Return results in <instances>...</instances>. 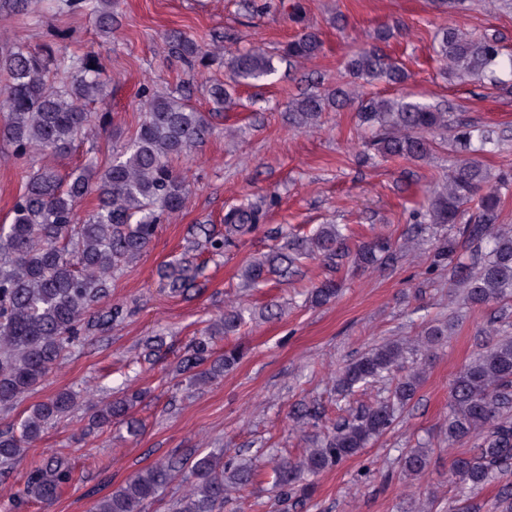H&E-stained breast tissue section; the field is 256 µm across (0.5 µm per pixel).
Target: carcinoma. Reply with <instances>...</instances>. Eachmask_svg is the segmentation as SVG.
I'll return each instance as SVG.
<instances>
[{
	"mask_svg": "<svg viewBox=\"0 0 512 512\" xmlns=\"http://www.w3.org/2000/svg\"><path fill=\"white\" fill-rule=\"evenodd\" d=\"M32 0H0V9L41 22ZM62 13L93 18L99 32L108 37L114 29L112 0H56ZM49 40L36 45L0 44V141L7 143L20 163L39 151L53 156L69 154L76 143L107 125L108 113L89 106L104 98L105 81L95 56H71L58 45L71 32L52 27ZM323 41L317 29L305 27L282 48L280 57L263 49H248L225 60L232 82L216 81L208 95L219 112L233 100L236 87L266 81L278 72L277 62L304 65L321 54ZM433 52L440 69L460 82L486 80L503 93L512 91V55L501 53L499 36L485 32L474 36L457 27L440 29ZM169 53L190 68L207 66L215 58L196 41L174 35ZM351 78L364 84L385 82L402 85L409 74L376 45H368L344 64ZM355 104L359 121L376 130L370 145H362L386 158L423 161L429 157L435 135L452 133L460 159L448 170V179L430 191L425 211L416 224H457L458 235L440 243L433 255L436 266L448 265L450 278L463 289L472 306L504 305L512 300V233L498 228L502 207L512 194V180L494 174L478 159L492 152L501 139L487 126L448 121V110L411 95L399 98L365 97L343 87L330 95L305 91L292 100L288 121L296 130L316 123L330 108ZM143 119L135 134L101 171L92 165L72 169L65 180L50 168L28 170L21 192L12 206V220L0 224V405L13 404L35 389L67 350L95 333L112 327L123 314L120 305L106 310L101 304L110 295L112 275L138 259L155 237L163 216L180 211L187 200L183 177L173 159L203 142L209 132L206 115L187 104L182 95L142 92ZM93 199L83 216L79 205ZM263 211L252 204L240 205L224 215V235L210 233L204 224L207 249L224 252L233 236L250 232ZM348 235L334 224H322L307 237H295L288 245L248 262L242 279L255 284L277 271L294 276L303 259L323 258L334 269L352 259L371 266L392 250L386 237L373 238L349 251ZM196 269L179 259L167 265L165 278L174 291L193 285ZM336 281L327 277L311 291L316 305L336 296ZM245 323L243 312L227 310L224 316L195 339L191 352L179 366L189 385H200L236 366L243 353L231 348L217 355L214 340L229 335ZM408 352L401 341L377 345L347 364L334 386L345 397L355 390L391 381L392 372ZM422 372L416 371L392 384L388 397L377 404L342 417L326 437L296 459L281 458L270 477L278 489V502L288 510L306 502L310 479L358 454L371 440L387 432L395 412L416 395ZM141 394L115 398L99 409V427L124 420L128 432H140L128 419ZM78 403L63 391L32 407L21 420L19 433L0 431V460L19 456L44 429ZM474 441L472 451L452 457V484L461 493H475L495 478L504 479L503 503L512 500V337L506 336L483 348L465 364L449 384L448 447ZM428 449L417 446L402 457V470L410 477L427 469ZM181 471L176 461H159L131 476L124 486L96 501L93 512H143ZM258 476L252 464L224 449L196 455L184 475L188 490L172 505L171 512H224L232 493L251 485ZM71 479V468L60 458L36 465L27 473L25 491L45 501L55 499Z\"/></svg>",
	"mask_w": 512,
	"mask_h": 512,
	"instance_id": "1",
	"label": "carcinoma"
}]
</instances>
